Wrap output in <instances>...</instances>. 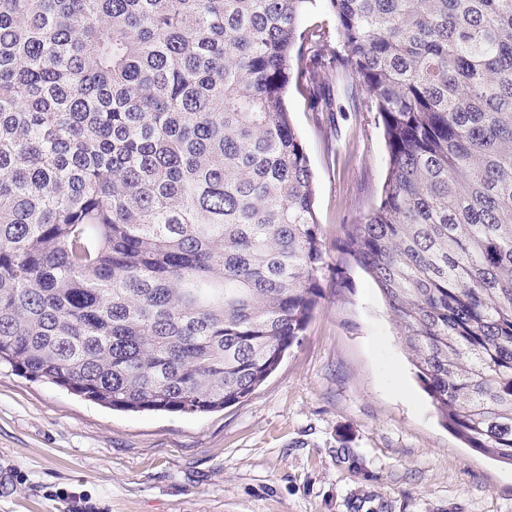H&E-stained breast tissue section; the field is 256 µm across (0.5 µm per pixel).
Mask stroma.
<instances>
[{
    "label": "stroma",
    "mask_w": 512,
    "mask_h": 512,
    "mask_svg": "<svg viewBox=\"0 0 512 512\" xmlns=\"http://www.w3.org/2000/svg\"><path fill=\"white\" fill-rule=\"evenodd\" d=\"M368 94L308 63L288 110L314 172L322 297L241 402L120 412L0 370V512H512V465L466 448L416 378L376 284L343 266L388 168Z\"/></svg>",
    "instance_id": "35a3bbf8"
}]
</instances>
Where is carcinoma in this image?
Here are the masks:
<instances>
[{
	"instance_id": "obj_1",
	"label": "carcinoma",
	"mask_w": 512,
	"mask_h": 512,
	"mask_svg": "<svg viewBox=\"0 0 512 512\" xmlns=\"http://www.w3.org/2000/svg\"><path fill=\"white\" fill-rule=\"evenodd\" d=\"M0 0V364L120 411L251 395L321 298L301 47L389 168L340 250L468 447L512 464V0ZM301 26L305 30L319 26L326 32L331 45L336 46L335 20L324 2H317L316 8L303 17Z\"/></svg>"
}]
</instances>
